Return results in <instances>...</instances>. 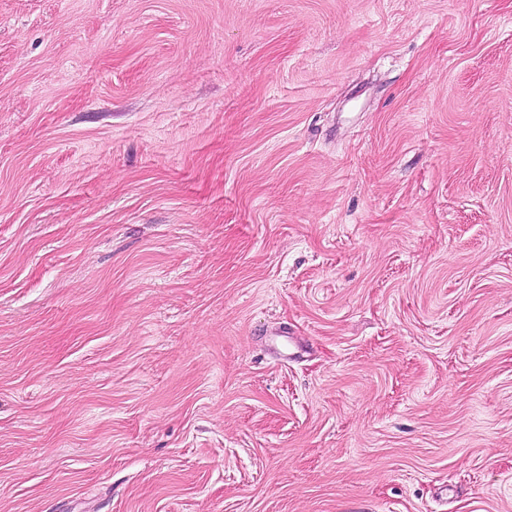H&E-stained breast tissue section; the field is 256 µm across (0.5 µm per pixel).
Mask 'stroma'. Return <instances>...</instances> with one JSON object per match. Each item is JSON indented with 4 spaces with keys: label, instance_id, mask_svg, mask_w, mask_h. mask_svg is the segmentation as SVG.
<instances>
[{
    "label": "stroma",
    "instance_id": "stroma-1",
    "mask_svg": "<svg viewBox=\"0 0 512 512\" xmlns=\"http://www.w3.org/2000/svg\"><path fill=\"white\" fill-rule=\"evenodd\" d=\"M0 512H512V0H0Z\"/></svg>",
    "mask_w": 512,
    "mask_h": 512
}]
</instances>
